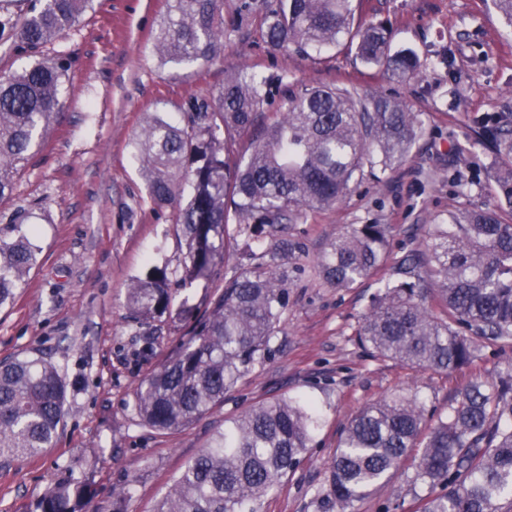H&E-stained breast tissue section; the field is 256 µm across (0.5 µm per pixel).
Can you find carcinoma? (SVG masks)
Segmentation results:
<instances>
[{
    "label": "carcinoma",
    "mask_w": 512,
    "mask_h": 512,
    "mask_svg": "<svg viewBox=\"0 0 512 512\" xmlns=\"http://www.w3.org/2000/svg\"><path fill=\"white\" fill-rule=\"evenodd\" d=\"M0 0L5 56L34 62L0 77V200L11 197L21 164L40 148L54 114L66 103L70 62L43 48L76 29L94 0ZM356 0H237L231 27L224 0H170L154 32L162 64L206 66L227 31L255 28L272 50L299 53L349 38L365 65L391 77L422 76L415 53L390 54L382 23L364 22ZM281 82L242 70L224 79L211 99L191 98L182 122L152 115L134 138L147 194L156 209L173 208L186 242L183 280L210 277L240 249L252 263L224 281L193 335L135 392L142 425L173 432L224 403V394L273 352L288 307L290 275L283 256L301 249L284 238L308 212L327 209L367 179L410 153L424 133L420 113L387 97L303 87L287 108L258 123ZM252 135L246 157L230 154L223 134ZM479 135L512 153V117L484 120ZM496 208L448 212L390 262L386 277L358 321L356 343L376 360L412 370L448 372L471 365L479 352L512 345V167L490 175ZM388 224H349L317 259L319 275L354 288L378 275L389 259ZM265 242L260 255L253 245ZM35 256L25 235L0 240V307L11 302ZM129 318L143 336L171 310L167 271L149 269L127 289ZM67 383L43 356L0 361V462L31 459L52 447L66 415ZM320 425L311 400L283 395L224 421V431L194 457L154 512H256L305 460ZM412 512H512V370L491 382L457 389L448 408H429L395 393L365 405L343 430L331 461L325 512H349L407 457ZM91 491L62 482L41 496L39 512H90Z\"/></svg>",
    "instance_id": "cac0c4a2"
}]
</instances>
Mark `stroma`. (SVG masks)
Here are the masks:
<instances>
[{
  "mask_svg": "<svg viewBox=\"0 0 512 512\" xmlns=\"http://www.w3.org/2000/svg\"><path fill=\"white\" fill-rule=\"evenodd\" d=\"M166 11L167 0H95L80 26L46 49L72 60L67 103L19 170L11 198L0 202V233L26 234L35 254L15 299L0 307V360L36 352L55 364L68 384L66 416L42 456L0 466V512H33L41 494L68 479L86 483L105 512L120 495L126 512H153L225 420L279 395L313 398L322 424L306 460L257 510L322 512L337 440L366 404L403 390L442 409L472 378L490 380L512 367V347L486 350L448 373L374 360L354 333L375 283L337 289L316 269L345 225H390L396 256L414 228L457 208L497 202L488 175L512 157L476 134L482 118L512 112V28L493 0H362V18L389 27L391 50L413 51L423 63V76L408 83L356 61L346 44L302 55L270 50L258 33L244 30L227 36L212 65H164L152 36ZM241 69L280 76L292 91L330 86L399 98L420 113L425 133L380 183L365 182L335 207L289 227V239L304 252L275 352L223 404L161 434L138 420L135 390L194 322L164 315L152 354L140 356L144 341L128 318L127 287L154 264L168 273L174 305L186 300L202 312L238 259L183 285L186 244L172 208L156 211L149 203L133 139L148 113L180 120L185 101L215 95L225 76Z\"/></svg>",
  "mask_w": 512,
  "mask_h": 512,
  "instance_id": "obj_1",
  "label": "stroma"
}]
</instances>
